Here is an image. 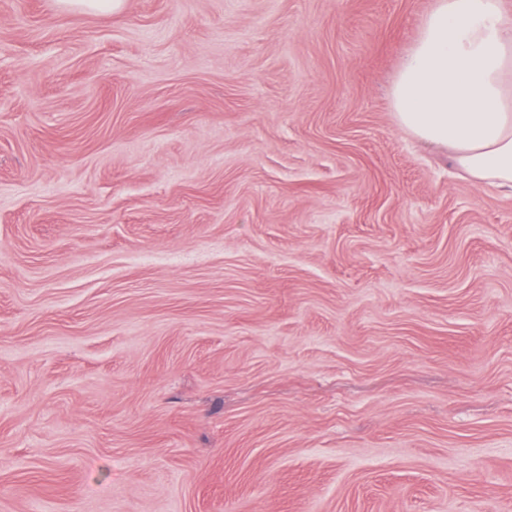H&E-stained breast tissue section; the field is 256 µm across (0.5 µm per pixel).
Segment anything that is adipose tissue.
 <instances>
[{
  "mask_svg": "<svg viewBox=\"0 0 512 512\" xmlns=\"http://www.w3.org/2000/svg\"><path fill=\"white\" fill-rule=\"evenodd\" d=\"M398 127L474 183L512 191V8L434 0L390 88Z\"/></svg>",
  "mask_w": 512,
  "mask_h": 512,
  "instance_id": "ef3b65f1",
  "label": "adipose tissue"
}]
</instances>
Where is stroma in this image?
Instances as JSON below:
<instances>
[{
  "instance_id": "1",
  "label": "stroma",
  "mask_w": 512,
  "mask_h": 512,
  "mask_svg": "<svg viewBox=\"0 0 512 512\" xmlns=\"http://www.w3.org/2000/svg\"><path fill=\"white\" fill-rule=\"evenodd\" d=\"M434 0H0V512H512V192L396 125ZM62 9L78 7L82 10L98 14H112L122 7L123 0H56Z\"/></svg>"
}]
</instances>
